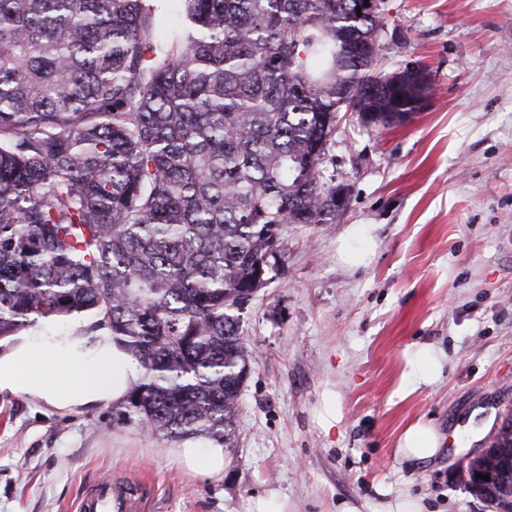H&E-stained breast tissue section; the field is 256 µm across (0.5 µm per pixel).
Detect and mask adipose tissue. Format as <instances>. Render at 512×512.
Masks as SVG:
<instances>
[{
  "mask_svg": "<svg viewBox=\"0 0 512 512\" xmlns=\"http://www.w3.org/2000/svg\"><path fill=\"white\" fill-rule=\"evenodd\" d=\"M140 375L139 363L125 345L84 314L60 322L40 317L23 333L0 339V396L22 397L49 414L123 405ZM438 451L439 436L427 422L408 427L398 445L407 460L426 461ZM173 454L192 476L224 473L221 446L189 439Z\"/></svg>",
  "mask_w": 512,
  "mask_h": 512,
  "instance_id": "obj_1",
  "label": "adipose tissue"
}]
</instances>
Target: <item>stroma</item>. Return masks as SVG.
Instances as JSON below:
<instances>
[{
    "label": "stroma",
    "instance_id": "1",
    "mask_svg": "<svg viewBox=\"0 0 512 512\" xmlns=\"http://www.w3.org/2000/svg\"><path fill=\"white\" fill-rule=\"evenodd\" d=\"M376 69L423 68L403 124L339 113L322 169L347 184L332 224L287 225L284 274L241 313L252 353L223 479L193 477L180 439L113 425L115 407L43 416L0 396V512H73L103 476L151 485L149 512H493L457 461L512 409V0H385ZM431 384L410 388L421 345ZM336 422L319 425L324 392ZM431 423L437 456L401 460ZM434 349L428 345H422L413 356V381L412 386L428 384L439 374L441 365L433 353ZM439 436L428 422L408 427L398 445V454L407 460L426 461L439 451Z\"/></svg>",
    "mask_w": 512,
    "mask_h": 512
}]
</instances>
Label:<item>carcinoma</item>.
<instances>
[{"mask_svg": "<svg viewBox=\"0 0 512 512\" xmlns=\"http://www.w3.org/2000/svg\"><path fill=\"white\" fill-rule=\"evenodd\" d=\"M0 0V338L91 313L139 361L122 421L224 447L250 351L239 311L287 224H333L338 112L391 127L424 73L371 71L355 0Z\"/></svg>", "mask_w": 512, "mask_h": 512, "instance_id": "carcinoma-1", "label": "carcinoma"}]
</instances>
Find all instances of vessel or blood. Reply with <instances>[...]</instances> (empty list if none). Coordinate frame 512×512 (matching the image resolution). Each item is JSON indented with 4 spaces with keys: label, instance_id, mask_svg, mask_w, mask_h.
<instances>
[{
    "label": "vessel or blood",
    "instance_id": "vessel-or-blood-1",
    "mask_svg": "<svg viewBox=\"0 0 512 512\" xmlns=\"http://www.w3.org/2000/svg\"><path fill=\"white\" fill-rule=\"evenodd\" d=\"M76 512H148L143 487L134 479H102L77 500Z\"/></svg>",
    "mask_w": 512,
    "mask_h": 512
}]
</instances>
